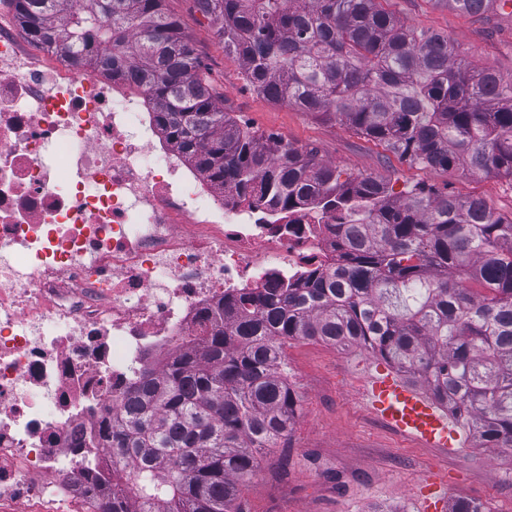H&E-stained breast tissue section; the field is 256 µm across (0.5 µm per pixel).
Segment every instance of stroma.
<instances>
[{"label":"stroma","mask_w":512,"mask_h":512,"mask_svg":"<svg viewBox=\"0 0 512 512\" xmlns=\"http://www.w3.org/2000/svg\"><path fill=\"white\" fill-rule=\"evenodd\" d=\"M385 7L407 26L447 35L467 61L512 77V16H465L448 0H387ZM164 8L182 21L225 111L251 129L314 148L342 178L374 177L397 192L420 184L483 199L496 214L512 217L511 177L413 166L339 122L268 100L225 54L194 0H165ZM286 358L301 412L243 486L246 512H421L419 492L430 477L445 485L450 512L462 502L482 512H512V456L481 447L465 429L452 449L423 448L365 408L363 390L380 357L301 340L288 342Z\"/></svg>","instance_id":"obj_1"}]
</instances>
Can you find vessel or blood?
Segmentation results:
<instances>
[{"label":"vessel or blood","mask_w":512,"mask_h":512,"mask_svg":"<svg viewBox=\"0 0 512 512\" xmlns=\"http://www.w3.org/2000/svg\"><path fill=\"white\" fill-rule=\"evenodd\" d=\"M369 411L390 429L425 448H451L455 422L437 404L394 374L370 376L364 392Z\"/></svg>","instance_id":"obj_1"}]
</instances>
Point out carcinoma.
I'll use <instances>...</instances> for the list:
<instances>
[{
	"mask_svg": "<svg viewBox=\"0 0 512 512\" xmlns=\"http://www.w3.org/2000/svg\"><path fill=\"white\" fill-rule=\"evenodd\" d=\"M196 2L269 100L338 120L422 168L512 177V78L472 67L445 35L404 26L384 0ZM451 2L477 16L488 0ZM11 3L33 40L133 77L215 187L282 218L313 215L339 251L331 269L207 314L202 343L164 373L142 368L90 440L112 448L113 465L134 462L113 481L88 462L89 489L104 486L92 512H245L241 486L298 417L289 339L380 356L486 447L512 453V218L420 185L395 195L372 177L342 181L313 150L242 125L164 0Z\"/></svg>",
	"mask_w": 512,
	"mask_h": 512,
	"instance_id": "obj_1",
	"label": "carcinoma"
}]
</instances>
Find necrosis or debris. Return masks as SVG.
<instances>
[{
    "instance_id": "necrosis-or-debris-1",
    "label": "necrosis or debris",
    "mask_w": 512,
    "mask_h": 512,
    "mask_svg": "<svg viewBox=\"0 0 512 512\" xmlns=\"http://www.w3.org/2000/svg\"><path fill=\"white\" fill-rule=\"evenodd\" d=\"M338 261L306 216L238 206L128 79L0 27V512H85V460L142 364L246 289Z\"/></svg>"
}]
</instances>
